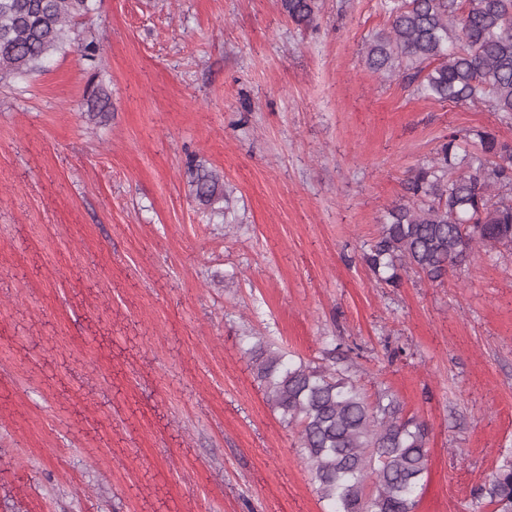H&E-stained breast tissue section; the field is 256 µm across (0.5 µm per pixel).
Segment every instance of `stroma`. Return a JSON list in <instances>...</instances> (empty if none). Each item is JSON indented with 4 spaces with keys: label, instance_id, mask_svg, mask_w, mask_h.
Returning a JSON list of instances; mask_svg holds the SVG:
<instances>
[{
    "label": "stroma",
    "instance_id": "35a3bbf8",
    "mask_svg": "<svg viewBox=\"0 0 512 512\" xmlns=\"http://www.w3.org/2000/svg\"><path fill=\"white\" fill-rule=\"evenodd\" d=\"M387 25L383 0H321L309 29L279 0H96L97 62L0 84V512H325L259 338L427 423L414 512H493L512 250L396 288L361 256L448 133L512 142V117L370 71ZM191 186L195 198L205 204L224 202V184L220 176L212 170L198 165L194 173Z\"/></svg>",
    "mask_w": 512,
    "mask_h": 512
}]
</instances>
